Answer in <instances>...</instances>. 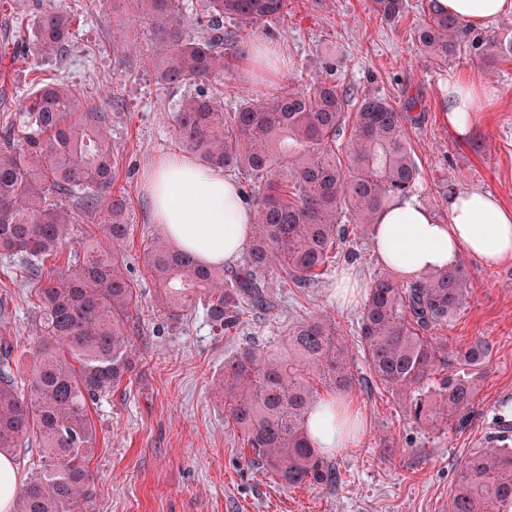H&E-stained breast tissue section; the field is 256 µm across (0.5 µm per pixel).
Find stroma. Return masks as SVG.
<instances>
[{"mask_svg": "<svg viewBox=\"0 0 512 512\" xmlns=\"http://www.w3.org/2000/svg\"><path fill=\"white\" fill-rule=\"evenodd\" d=\"M77 7L84 17L66 62L34 52L30 32L38 11ZM428 7L429 0H408L404 17L386 24L368 0H294L288 16L251 35L253 45L279 51L272 84L253 82L250 66L239 67L224 86L225 111H235L246 96L297 82L332 81L397 106L412 96L426 114L407 132L420 169L416 199L440 219L448 215L452 190L462 187L496 193L512 206V61L486 72L466 48L445 61L420 53L414 35L428 21ZM137 16L135 0H13L0 11V127L32 90L33 77L68 85L107 112L120 164L114 189L128 202L131 231L119 258L136 300L132 341L140 362L131 379L90 408L96 429L91 512H447L461 460L499 436L512 437V265L490 270L475 258L462 260L469 303L431 334L449 350L481 342L488 353L472 370L470 407L434 429L416 425L404 399L371 375L357 337L360 310L337 305L335 270L312 288L269 280L277 309L246 314L229 335L213 329L200 310L178 322L167 318L144 262L145 249L163 230L152 219L146 173L159 157L182 154L173 115L201 87L159 80L146 52L153 31ZM466 78L494 88L496 98L462 141L449 129L440 100L449 81ZM70 210L69 247L111 250L103 213L75 204ZM0 299L7 308L0 335L18 365H26L38 298L17 269L0 264ZM325 317L358 380L350 397L364 412L366 431L359 447L329 453L340 475L336 486L288 488L246 464L241 435L224 419V362L251 347L277 350L287 323Z\"/></svg>", "mask_w": 512, "mask_h": 512, "instance_id": "1", "label": "stroma"}]
</instances>
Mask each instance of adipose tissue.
Listing matches in <instances>:
<instances>
[{"mask_svg": "<svg viewBox=\"0 0 512 512\" xmlns=\"http://www.w3.org/2000/svg\"><path fill=\"white\" fill-rule=\"evenodd\" d=\"M436 9L482 30L512 13V0H434ZM480 85L456 80L448 86L442 108L457 134L471 131ZM156 223L182 250L207 265L238 260L247 244L251 214L233 181L223 172L176 155L159 159L147 180ZM374 249L400 277L415 280L428 272L457 266L464 257L494 268L512 263V208L496 194L461 188L448 199V220L408 199L384 212L375 228ZM314 447L332 451L358 447L363 414L350 401L318 400L307 418Z\"/></svg>", "mask_w": 512, "mask_h": 512, "instance_id": "ef3b65f1", "label": "adipose tissue"}]
</instances>
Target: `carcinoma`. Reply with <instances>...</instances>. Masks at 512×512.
I'll return each mask as SVG.
<instances>
[{
  "mask_svg": "<svg viewBox=\"0 0 512 512\" xmlns=\"http://www.w3.org/2000/svg\"><path fill=\"white\" fill-rule=\"evenodd\" d=\"M141 22L161 50L167 85L200 82L212 91L184 100L174 122L185 151L211 168L259 183L252 200L253 235L242 265L203 266L156 237L145 262L161 288L160 304L178 321L200 307L229 333L244 312L271 305L266 278L311 288L336 262L351 230L367 236L380 213L413 194L419 168L407 130L425 113L407 98L405 109L383 98L358 101L346 116L347 94L334 84L297 86L248 97L224 111V78L249 59L251 28L285 17L291 0H207L208 34L187 31L183 0H137ZM385 23L399 20L407 0H370ZM239 23L224 35V18ZM73 17L48 11L33 26L41 55H61L74 37ZM459 20L431 11L416 32L418 50L443 60L464 46ZM492 66L512 58V46L490 42ZM105 115L75 90L44 83L22 100L21 112L0 138V256L20 267L40 304L34 348L20 376L11 345L0 342V454L37 446L39 475L17 493L12 512H86L92 498L89 455L95 429L89 406L133 372L136 349L130 321L133 289L118 259L128 235L123 195ZM77 197L88 211H104L112 253L83 247L46 268L69 235ZM470 293L462 266L437 269L414 282L379 275L363 304L358 338L375 378L406 398L407 416L429 427L469 408L468 369L488 347L447 355L427 331L445 325ZM285 353L249 348L224 362V416L239 430L247 461L289 487L333 485L336 467L307 438L316 402L310 376L344 394L354 384L334 328L300 319L288 326ZM448 512H512V448L505 441L460 463Z\"/></svg>",
  "mask_w": 512,
  "mask_h": 512,
  "instance_id": "cac0c4a2",
  "label": "carcinoma"
}]
</instances>
